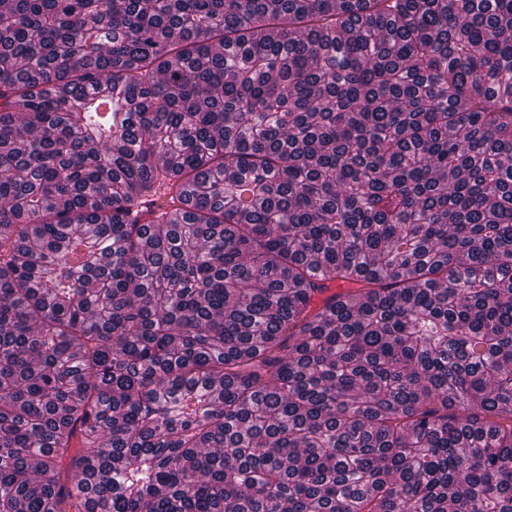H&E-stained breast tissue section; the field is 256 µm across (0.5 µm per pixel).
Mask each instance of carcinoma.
<instances>
[{"label": "carcinoma", "mask_w": 512, "mask_h": 512, "mask_svg": "<svg viewBox=\"0 0 512 512\" xmlns=\"http://www.w3.org/2000/svg\"><path fill=\"white\" fill-rule=\"evenodd\" d=\"M0 512H512V0H0Z\"/></svg>", "instance_id": "1"}]
</instances>
